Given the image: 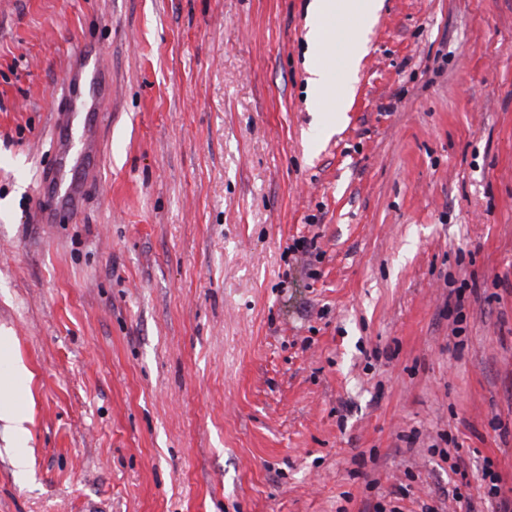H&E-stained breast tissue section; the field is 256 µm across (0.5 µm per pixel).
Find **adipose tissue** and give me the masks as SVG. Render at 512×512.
Here are the masks:
<instances>
[{"label":"adipose tissue","instance_id":"ef3b65f1","mask_svg":"<svg viewBox=\"0 0 512 512\" xmlns=\"http://www.w3.org/2000/svg\"><path fill=\"white\" fill-rule=\"evenodd\" d=\"M378 0H312L309 7V56L312 60L308 80L309 98L317 107H324L335 82L348 81L354 73L364 46L360 39L362 23L379 10ZM346 45L337 59H326L331 37ZM12 339L0 336V362L9 365L0 375V427L23 435L29 417L17 404L19 395L29 392L33 374L27 365L15 360L10 349Z\"/></svg>","mask_w":512,"mask_h":512}]
</instances>
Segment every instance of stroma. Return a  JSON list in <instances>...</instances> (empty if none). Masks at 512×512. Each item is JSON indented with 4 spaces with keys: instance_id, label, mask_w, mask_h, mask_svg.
<instances>
[{
    "instance_id": "1",
    "label": "stroma",
    "mask_w": 512,
    "mask_h": 512,
    "mask_svg": "<svg viewBox=\"0 0 512 512\" xmlns=\"http://www.w3.org/2000/svg\"><path fill=\"white\" fill-rule=\"evenodd\" d=\"M310 2L0 0V336L34 373L0 512L512 501V0H381L328 131ZM85 48L112 98L73 113ZM67 76L72 83H79L83 79L89 83L103 82L112 95V76L99 56L92 59L81 52L74 55L69 59ZM63 176L61 170H59L51 177L56 205L73 211L78 206L79 192L72 182L67 186L63 185Z\"/></svg>"
}]
</instances>
